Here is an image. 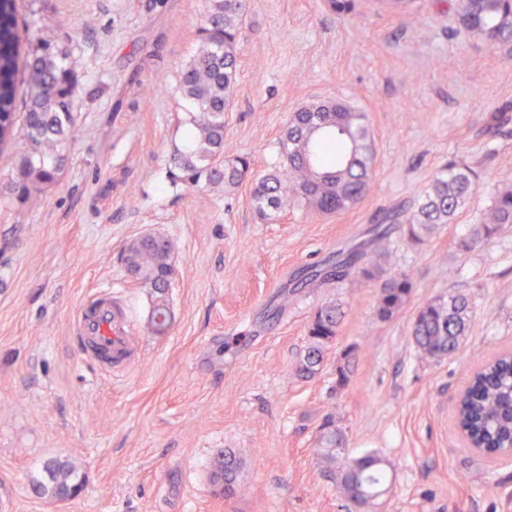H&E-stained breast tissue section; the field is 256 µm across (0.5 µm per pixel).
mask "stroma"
Masks as SVG:
<instances>
[{"instance_id":"obj_1","label":"stroma","mask_w":512,"mask_h":512,"mask_svg":"<svg viewBox=\"0 0 512 512\" xmlns=\"http://www.w3.org/2000/svg\"><path fill=\"white\" fill-rule=\"evenodd\" d=\"M246 3L225 154L261 175L296 108L346 100L367 114L376 147L356 209L324 217L292 202L265 223L249 184H170L186 134L174 88L202 0H17L31 45L66 50L75 66L81 133L54 187L0 204V493L13 512H344L316 464L330 417L352 455L392 464L374 512H512V459L466 448L451 410L478 359L512 346V226L461 248L497 186L512 184V44L457 30L454 0H414L400 15L375 0L344 15L327 0ZM491 112L509 119L487 130ZM453 159L479 173L478 188L425 244L397 225L386 272L408 274L413 290L393 318L377 317L375 283L292 289L376 212L411 207ZM145 234L172 243L162 333L151 289L120 261ZM106 288L127 303L140 349L116 376L86 362L73 333L82 303ZM455 290L475 306L467 338L449 359L420 357L417 308ZM329 301L345 310L341 332L321 373L298 378L308 325ZM221 450L242 462L229 498L209 481ZM50 459L82 476L79 494L47 493Z\"/></svg>"}]
</instances>
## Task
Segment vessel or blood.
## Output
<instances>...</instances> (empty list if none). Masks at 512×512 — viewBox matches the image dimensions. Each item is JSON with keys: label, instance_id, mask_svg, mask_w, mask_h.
Returning <instances> with one entry per match:
<instances>
[{"label": "vessel or blood", "instance_id": "vessel-or-blood-1", "mask_svg": "<svg viewBox=\"0 0 512 512\" xmlns=\"http://www.w3.org/2000/svg\"><path fill=\"white\" fill-rule=\"evenodd\" d=\"M73 332L83 355L101 370H123L135 357L129 314L113 301L110 291H100L90 304L80 307Z\"/></svg>", "mask_w": 512, "mask_h": 512}]
</instances>
